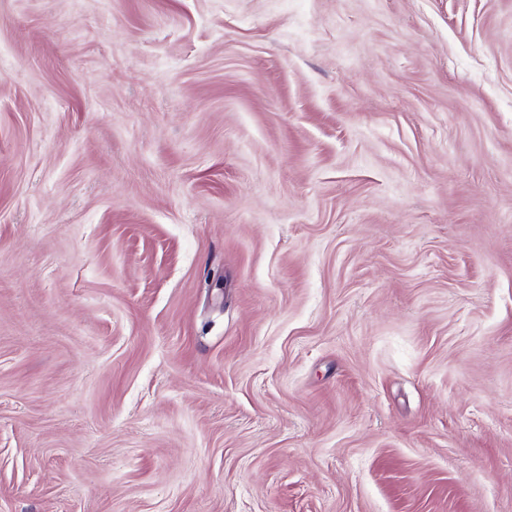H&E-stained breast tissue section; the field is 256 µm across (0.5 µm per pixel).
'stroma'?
I'll return each instance as SVG.
<instances>
[{
    "label": "stroma",
    "mask_w": 512,
    "mask_h": 512,
    "mask_svg": "<svg viewBox=\"0 0 512 512\" xmlns=\"http://www.w3.org/2000/svg\"><path fill=\"white\" fill-rule=\"evenodd\" d=\"M0 512H512V0H0Z\"/></svg>",
    "instance_id": "obj_1"
}]
</instances>
